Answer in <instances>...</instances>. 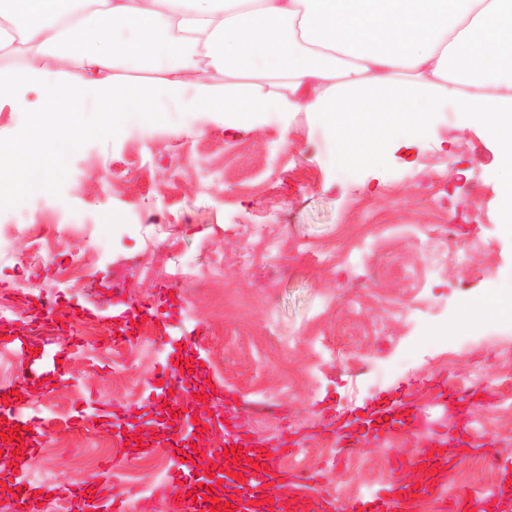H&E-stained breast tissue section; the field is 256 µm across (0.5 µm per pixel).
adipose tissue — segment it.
<instances>
[{
	"instance_id": "1",
	"label": "adipose tissue",
	"mask_w": 512,
	"mask_h": 512,
	"mask_svg": "<svg viewBox=\"0 0 512 512\" xmlns=\"http://www.w3.org/2000/svg\"><path fill=\"white\" fill-rule=\"evenodd\" d=\"M0 0V55L24 60L0 70V107L31 111L0 151V208L59 174L56 157L32 171L33 140L76 146L79 135L120 134L194 113L229 128H258L270 114L307 113L340 175L382 170L412 148L434 119L455 112L497 145L507 176L502 208L512 219V0ZM54 52L60 70L33 66ZM151 70L130 82L115 72ZM223 73L214 87L203 74ZM78 72L79 84L68 80ZM37 108H29V94ZM87 99L91 112L61 116L59 99ZM178 104L174 117L156 109ZM512 320V274L461 307L454 330Z\"/></svg>"
}]
</instances>
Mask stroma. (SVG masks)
Masks as SVG:
<instances>
[{
    "mask_svg": "<svg viewBox=\"0 0 512 512\" xmlns=\"http://www.w3.org/2000/svg\"><path fill=\"white\" fill-rule=\"evenodd\" d=\"M330 145L306 113L271 117L258 130L225 129L211 112L195 113L181 126L161 124L147 131L127 125L119 137L102 132L80 139L63 154V171L41 191L39 209L28 211L0 262V302L12 304L27 323L43 282L57 285L60 300L88 308L111 327L119 301L149 303L155 283L127 280L113 291L116 273L132 264L177 268L190 260L223 257L218 287L205 302L200 288H180L185 310L183 330L209 326L200 353L207 372L194 383L197 413L203 420L198 441L212 444L211 426L222 406L217 392L237 405L264 406L260 420L241 419L242 435L261 439L293 422L302 438L289 447L283 465L290 471L336 466L349 473L351 492L337 503L386 489L393 454L434 448L438 434L453 433L461 419L476 422L480 434L499 438L512 430V379L505 354L512 350V321L485 322L469 344L446 333L463 297L512 273V236L499 207L505 179L495 167L496 147L479 129L462 127L445 112L401 161L388 165L381 179L362 172L345 179L325 163ZM89 214L107 249L88 248L67 238L58 219ZM53 230L38 239L31 225ZM243 224H276L279 244L254 266L236 264L253 242L240 235ZM354 224L375 231L399 225L393 237L367 258L332 267L310 260L304 246L341 245ZM48 251L46 263L29 267L32 244ZM435 248L448 262L417 288L401 275ZM398 308L410 319H389ZM292 341L278 354L264 338L269 331ZM126 359L86 345V375L73 378V391L29 392L32 409L68 420L95 407L119 406L111 427L60 437L47 428L49 441L65 451L105 447L111 468L77 475L57 464L51 496L30 502L28 512H52V499H70L76 485L98 489L129 479L143 451L158 437L152 423L159 397L149 396L146 381L158 371L170 346L136 342ZM482 360L483 385L491 402L443 400L434 393H408L413 378L434 376L460 389L472 360ZM313 375H305L307 366ZM385 370L376 378L375 370ZM137 381L132 396L113 401L112 375ZM409 396L416 407L413 424H396L379 432L364 453L334 464L325 453L329 430L345 426L379 404ZM512 480V448L458 461L448 472L450 487L501 489Z\"/></svg>",
    "mask_w": 512,
    "mask_h": 512,
    "instance_id": "stroma-1",
    "label": "stroma"
}]
</instances>
